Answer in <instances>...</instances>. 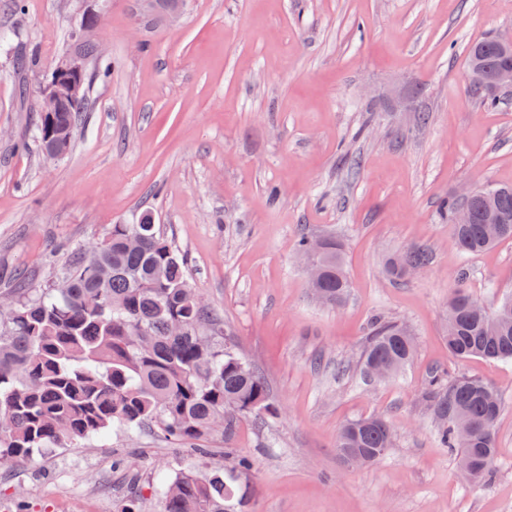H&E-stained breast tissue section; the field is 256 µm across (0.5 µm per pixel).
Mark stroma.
<instances>
[{"label": "stroma", "mask_w": 512, "mask_h": 512, "mask_svg": "<svg viewBox=\"0 0 512 512\" xmlns=\"http://www.w3.org/2000/svg\"><path fill=\"white\" fill-rule=\"evenodd\" d=\"M77 0H0V303L14 274L40 288L74 246L153 212L228 340L264 378L275 416L242 419L211 458L158 427L51 448L0 468V512H161L160 474L246 457L251 512H512V362L452 357L443 339L457 283L487 310L512 294V240L462 253L441 211L463 186L512 185V91L474 94L467 55L512 33V0H180L177 11L110 0L89 68L85 120L62 159L37 141L34 93L75 23ZM34 56L27 70L17 56ZM344 242L351 292L315 298L301 235ZM411 248L431 263L395 280ZM406 326L409 367L363 381L371 317ZM499 392L492 482L466 484L422 399L429 372ZM378 415L394 445L346 466L336 436Z\"/></svg>", "instance_id": "35a3bbf8"}]
</instances>
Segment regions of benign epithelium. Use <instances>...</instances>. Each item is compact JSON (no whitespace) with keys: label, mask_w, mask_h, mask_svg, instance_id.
<instances>
[{"label":"benign epithelium","mask_w":512,"mask_h":512,"mask_svg":"<svg viewBox=\"0 0 512 512\" xmlns=\"http://www.w3.org/2000/svg\"><path fill=\"white\" fill-rule=\"evenodd\" d=\"M106 0H81V19L72 31L77 44L98 43L100 25ZM89 59L75 51L59 59L46 82L41 86L39 110L49 116L62 111L65 104L81 98L83 85L88 77ZM470 88L482 89L488 85L496 89L512 90V64H504L491 71L478 66L469 68ZM68 147L51 124H46L43 134V154L49 160L65 156Z\"/></svg>","instance_id":"1"}]
</instances>
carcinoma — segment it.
<instances>
[{
    "mask_svg": "<svg viewBox=\"0 0 512 512\" xmlns=\"http://www.w3.org/2000/svg\"><path fill=\"white\" fill-rule=\"evenodd\" d=\"M495 58L491 40L471 45L468 64ZM86 112V100L55 116L67 143ZM486 201L472 203L473 220L453 223L459 202H446L448 224L459 249L480 253L512 239V187H498ZM498 209L507 223L490 238L482 214ZM152 213L140 224H114L93 248L70 251L56 281L38 290L18 288L17 300L0 307V466L30 461L48 448L104 438L113 428L130 433L155 423L182 445L215 430L235 437L247 415L273 416L262 377L224 339V330L196 293L188 262L165 236ZM322 302L337 306L349 294L344 249L334 234L319 238ZM429 255L413 249L391 259L387 272L398 279L425 268ZM444 340L459 359L512 361V295L490 313L462 285L448 297ZM414 343L406 328L375 317L366 336L360 372L382 365L390 375L411 362ZM424 399L443 448L460 449L458 463L471 461L474 483L492 480L495 425L501 400L495 388L475 376L448 377L443 367L426 380ZM392 447L387 421L369 416L346 422L336 437L342 460L359 453L373 462ZM251 461L229 467L186 470L160 476L162 512H249L239 479Z\"/></svg>",
    "mask_w": 512,
    "mask_h": 512,
    "instance_id": "carcinoma-1",
    "label": "carcinoma"
}]
</instances>
